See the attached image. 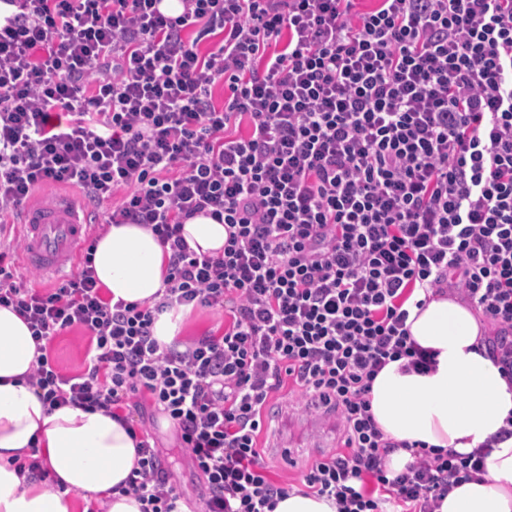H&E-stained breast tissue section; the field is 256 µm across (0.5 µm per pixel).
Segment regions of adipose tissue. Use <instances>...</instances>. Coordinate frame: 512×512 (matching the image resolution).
Here are the masks:
<instances>
[{"instance_id":"adipose-tissue-1","label":"adipose tissue","mask_w":512,"mask_h":512,"mask_svg":"<svg viewBox=\"0 0 512 512\" xmlns=\"http://www.w3.org/2000/svg\"><path fill=\"white\" fill-rule=\"evenodd\" d=\"M183 235L196 253L224 252L225 228L212 218L188 220ZM93 267L106 296L152 303L164 292L168 257L150 229L113 224L97 242ZM414 297L425 300L420 289ZM425 302L424 309L410 308L407 324L420 347L435 351V371L404 373L394 361L372 384L374 419L399 444L389 455L394 472L412 459L403 442L468 454L512 415V386L478 351L484 330L473 311L450 295ZM37 357L27 324L0 307V512H75L78 494L87 502L104 499L107 512H141L134 497L117 490L136 465L135 441L102 412L47 410L23 380ZM33 446L48 480H32L13 466ZM439 512H512V438L491 449L482 479L456 486Z\"/></svg>"}]
</instances>
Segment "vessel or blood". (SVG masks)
<instances>
[{
    "label": "vessel or blood",
    "mask_w": 512,
    "mask_h": 512,
    "mask_svg": "<svg viewBox=\"0 0 512 512\" xmlns=\"http://www.w3.org/2000/svg\"><path fill=\"white\" fill-rule=\"evenodd\" d=\"M22 223L28 229L25 263L58 278L67 274L90 231L76 201L64 196L28 207Z\"/></svg>",
    "instance_id": "1"
}]
</instances>
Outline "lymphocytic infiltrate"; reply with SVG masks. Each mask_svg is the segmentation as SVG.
<instances>
[{"mask_svg": "<svg viewBox=\"0 0 512 512\" xmlns=\"http://www.w3.org/2000/svg\"><path fill=\"white\" fill-rule=\"evenodd\" d=\"M6 2L0 224L65 186L115 201L103 224L150 226L170 251L148 304L103 295L98 234L48 288L0 250V306L34 341L79 328L92 342L77 375L38 356L27 381L47 409L128 426L149 398L204 480V512H274L289 495L259 446L287 388L295 411L338 421L342 447L303 475L337 512H438L484 474L511 416L473 453L422 448L393 475L398 443L370 393L389 362L436 368L406 325L418 288L480 315L512 383V0H181L175 18L160 0ZM200 215L224 224L223 254L190 250L182 228ZM177 306L223 308V334L160 346L153 324ZM135 441L122 493L182 512L157 450Z\"/></svg>", "mask_w": 512, "mask_h": 512, "instance_id": "lymphocytic-infiltrate-1", "label": "lymphocytic infiltrate"}]
</instances>
